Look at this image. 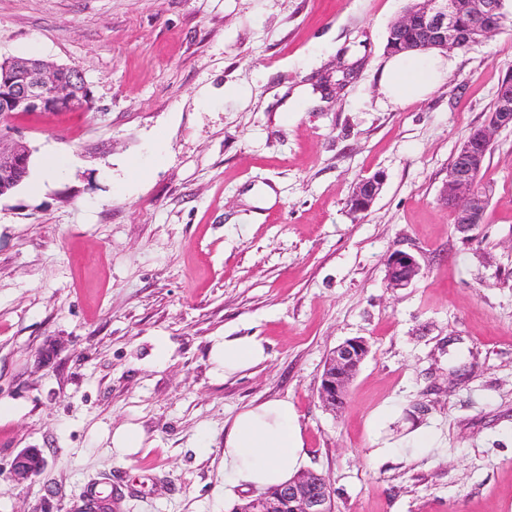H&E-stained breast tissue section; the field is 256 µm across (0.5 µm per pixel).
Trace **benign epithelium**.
<instances>
[{"mask_svg":"<svg viewBox=\"0 0 512 512\" xmlns=\"http://www.w3.org/2000/svg\"><path fill=\"white\" fill-rule=\"evenodd\" d=\"M471 18V26L463 29L459 19ZM499 0H420L419 11L398 18L402 27L411 25L420 35L424 49L461 50L497 34L503 27ZM495 113L479 134L462 142L455 159L458 164L448 170V181L441 200L453 210L454 224L468 232L483 223L487 190L477 186L479 177L473 167L475 146L490 148L496 134L512 128V83L500 84ZM91 106L88 84L81 72L36 58L13 57L0 61V175L28 164L31 150L9 124L18 112H49L57 109L84 111ZM384 185V177L363 179L355 187L349 204L354 214L373 205ZM420 266L415 256L396 251L386 261V279L390 286L402 288L418 275ZM368 346L362 339H349L330 354L321 378L319 396L322 403L336 408L345 400L347 385L360 367ZM40 451L29 448L20 452L11 465V475L27 479L44 467ZM248 512H333L330 485L325 476L313 470L295 475L276 492H263L251 498Z\"/></svg>","mask_w":512,"mask_h":512,"instance_id":"obj_1","label":"benign epithelium"}]
</instances>
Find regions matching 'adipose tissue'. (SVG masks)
<instances>
[{
    "mask_svg": "<svg viewBox=\"0 0 512 512\" xmlns=\"http://www.w3.org/2000/svg\"><path fill=\"white\" fill-rule=\"evenodd\" d=\"M452 59L440 53L395 54L386 60L381 85L385 97L402 106L437 89ZM212 360L225 375L249 369L265 357L260 341L226 336L212 347ZM303 449L293 407L272 399L242 409L224 437V472L234 482L266 489L288 482Z\"/></svg>",
    "mask_w": 512,
    "mask_h": 512,
    "instance_id": "obj_1",
    "label": "adipose tissue"
}]
</instances>
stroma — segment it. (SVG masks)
<instances>
[{"label":"stroma","mask_w":512,"mask_h":512,"mask_svg":"<svg viewBox=\"0 0 512 512\" xmlns=\"http://www.w3.org/2000/svg\"><path fill=\"white\" fill-rule=\"evenodd\" d=\"M406 0H0V58L81 70L88 112L16 115L69 164L0 198V512H231L224 474L243 408L292 405L296 471L334 512H512V129L485 165L483 224L456 230L440 192L512 73V24L426 98L395 106L380 74ZM355 64L337 86V68ZM313 86L319 105L290 101ZM138 158L143 179L128 178ZM383 173L371 209L355 182ZM396 251L421 271L386 282ZM266 358L224 377L223 335ZM369 352L339 412L319 399L339 344ZM167 355L155 362L157 341ZM145 438L131 456L112 433ZM432 449L415 447L421 435ZM36 448L44 471L9 469ZM144 436L133 425H122L112 434V447L122 454H133L143 447Z\"/></svg>","instance_id":"35a3bbf8"}]
</instances>
